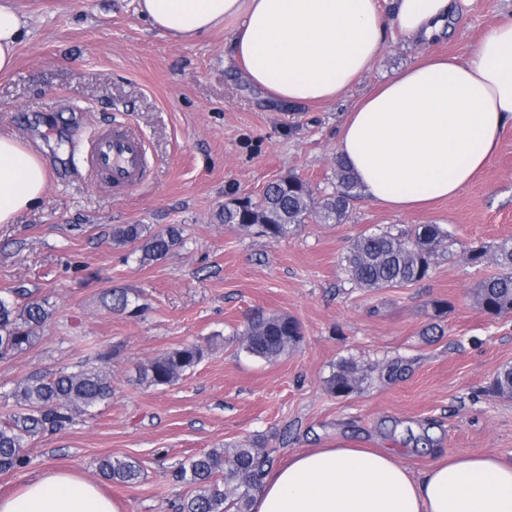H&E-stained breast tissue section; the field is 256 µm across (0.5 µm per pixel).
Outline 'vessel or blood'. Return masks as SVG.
<instances>
[{
  "label": "vessel or blood",
  "instance_id": "1",
  "mask_svg": "<svg viewBox=\"0 0 512 512\" xmlns=\"http://www.w3.org/2000/svg\"><path fill=\"white\" fill-rule=\"evenodd\" d=\"M91 172L95 179L111 183L114 190L133 192L145 181L146 151L143 138L130 129L105 128L89 141Z\"/></svg>",
  "mask_w": 512,
  "mask_h": 512
}]
</instances>
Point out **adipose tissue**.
Segmentation results:
<instances>
[{"instance_id": "obj_1", "label": "adipose tissue", "mask_w": 512, "mask_h": 512, "mask_svg": "<svg viewBox=\"0 0 512 512\" xmlns=\"http://www.w3.org/2000/svg\"><path fill=\"white\" fill-rule=\"evenodd\" d=\"M452 0H136L158 32L180 40L238 23L233 55L271 96L311 104L339 99L371 69L387 29L422 41L439 34ZM18 12L0 0V74L15 66ZM512 125V17L466 57L405 69L347 112L338 154L367 199L404 212L448 199L495 156ZM48 182L36 152L0 136V224L37 205ZM0 512H123L98 484L49 471L0 498ZM251 512H512V460L443 454L421 471L384 448H311L269 468Z\"/></svg>"}]
</instances>
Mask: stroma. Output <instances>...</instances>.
I'll use <instances>...</instances> for the list:
<instances>
[{
  "mask_svg": "<svg viewBox=\"0 0 512 512\" xmlns=\"http://www.w3.org/2000/svg\"><path fill=\"white\" fill-rule=\"evenodd\" d=\"M23 17L17 66L0 75V135L38 150L49 170L41 202L0 224V294L25 288L53 316L26 352L0 359V422L19 410L22 379L104 364L112 397L30 441L28 465L0 473V497L52 469L96 478L108 455L136 459L139 482H102L125 512H174L188 488L180 464L213 448L257 441L275 463L308 448H388L419 471L436 453L512 460V314L491 317L472 290L497 275L469 265L470 247L512 238V126L496 156L458 195L400 213L362 200L340 224L307 221L275 241L222 224L225 199L258 197L295 175L314 198L332 192L345 114L400 69L432 54L467 56L512 0H459L449 31L415 43L388 34L374 66L338 100L273 101L230 52L234 22L180 41L159 34L135 0H9ZM111 123L145 139L149 182L129 194L95 184L87 139ZM183 229V244L143 264L112 229ZM440 224L449 246L428 279L369 290L344 271L364 233ZM138 294L144 311H110L106 293ZM294 317L288 356L248 355L239 335L257 314ZM198 344L202 361L174 384L137 381L138 364ZM365 371L355 392L327 388L343 362Z\"/></svg>",
  "mask_w": 512,
  "mask_h": 512,
  "instance_id": "obj_1",
  "label": "stroma"
}]
</instances>
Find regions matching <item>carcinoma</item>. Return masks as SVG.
<instances>
[{
  "label": "carcinoma",
  "instance_id": "carcinoma-1",
  "mask_svg": "<svg viewBox=\"0 0 512 512\" xmlns=\"http://www.w3.org/2000/svg\"><path fill=\"white\" fill-rule=\"evenodd\" d=\"M336 185L319 205L311 207V190L297 176L277 179L256 200L232 198L218 212L219 220L243 231L273 240L290 237L312 219L320 224H339L346 219L361 191L347 163L336 159ZM114 240L135 245L139 261L164 259L182 242L181 229L170 225L151 233L144 224H125L112 231ZM448 241V231L439 224H417L394 232L383 230L361 234L345 257V271L360 288H393L420 282L429 276L432 258ZM467 263L481 266L494 262L500 273L480 281L473 289L478 308L493 316L512 314V240L491 248L477 246L466 253ZM107 307L117 314L131 315L140 309L136 299L122 288L109 293ZM52 316L43 303L27 299L24 288L0 296V358L20 354L38 341L37 330ZM301 327L290 316L257 315L241 333L242 348L251 356L277 360L293 351L301 340ZM204 348L186 345L158 355L138 366L139 379L149 386L177 382L203 359ZM365 375L356 364L345 362L327 381L330 392L344 396L359 388ZM11 396L25 412L0 424V473L27 464L29 440L46 431L60 430L75 417L112 398V378L103 366L61 370L50 377L31 376L16 384ZM273 464L270 451L258 443L213 448L189 458L179 470V480L191 488L175 505V512H250L260 491L263 475ZM106 480L132 484L141 468L130 457L106 456L98 461Z\"/></svg>",
  "mask_w": 512,
  "mask_h": 512
}]
</instances>
